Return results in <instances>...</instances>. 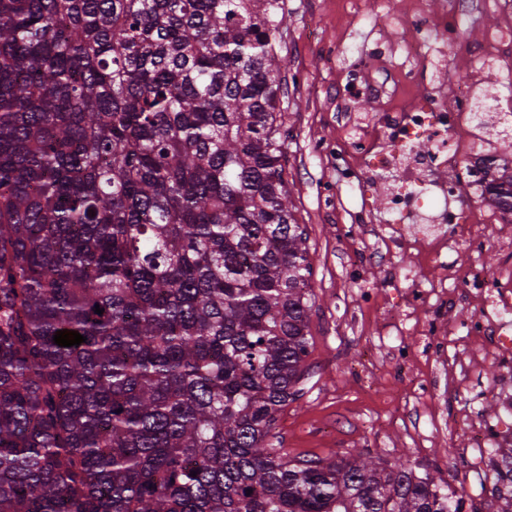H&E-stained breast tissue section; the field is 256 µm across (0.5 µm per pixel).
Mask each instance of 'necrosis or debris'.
<instances>
[{
    "label": "necrosis or debris",
    "mask_w": 512,
    "mask_h": 512,
    "mask_svg": "<svg viewBox=\"0 0 512 512\" xmlns=\"http://www.w3.org/2000/svg\"><path fill=\"white\" fill-rule=\"evenodd\" d=\"M473 8V0H412L403 7L400 0H372L355 14L371 24L383 18H401L411 39L402 47L406 60L389 75H370L365 57L348 65L338 86L339 95L348 101L383 98L390 85L412 87L426 75L430 65L461 59L475 65L494 62L500 70L512 72V16L490 32L480 52L466 51L460 36V21ZM499 90L479 95L472 84L460 85L453 96L428 95L408 100L395 112H377L363 118H342L335 139L323 141L319 151L336 165L335 184H323V210L337 211L340 235H351L355 218L345 216L334 185L357 181L364 163L392 171L406 170L412 179L386 190L384 209L388 216L386 238L395 243L406 236L427 244L423 262L433 269L435 282L428 289H414L407 298L409 307L429 306L435 317L425 322L421 335L430 339L432 354H444L448 332L440 316L459 306L471 313L458 321L456 332L462 337L485 341L487 355L497 361L504 375L512 378V262L488 268L479 259L491 239L512 237V213L495 207L480 182L478 172L488 169L490 177L512 173V156L499 153L484 143L487 133L502 134L512 129V112L502 106ZM426 150H418V143ZM471 189L475 200L463 199ZM419 213L424 227L408 231L404 221L409 213ZM466 249L468 266H460L457 254ZM475 448H497L512 444V423L499 420L487 425L464 414L455 421Z\"/></svg>",
    "instance_id": "1"
}]
</instances>
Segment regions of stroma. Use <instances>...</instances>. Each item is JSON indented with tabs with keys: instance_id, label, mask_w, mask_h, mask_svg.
<instances>
[{
	"instance_id": "obj_1",
	"label": "stroma",
	"mask_w": 512,
	"mask_h": 512,
	"mask_svg": "<svg viewBox=\"0 0 512 512\" xmlns=\"http://www.w3.org/2000/svg\"><path fill=\"white\" fill-rule=\"evenodd\" d=\"M285 12V177L295 218L308 234L316 305L309 322L313 345L305 360L308 375L301 383L302 396L279 414L270 442L288 457L324 460L365 444L370 453L389 462L407 461L439 471L449 486L465 483L463 512H496L492 482L481 471L465 470L472 447L468 436L454 426L456 414L469 408L491 424L499 416L498 407L488 406L484 394L497 368L486 358L483 343L475 338L450 343L447 370L435 369L422 357L425 342L414 328L430 311L407 310L411 284L400 271L414 263L424 245L402 243L388 257H371L360 270L352 268V257L366 242L375 241L386 223L383 187L395 182L394 173H369L359 183L343 187L345 206L366 216L352 239L337 237L336 216L323 212L318 194L323 180L336 177L313 151L317 140L335 135L340 121L336 89L343 64L330 56L329 44L343 40L354 57L375 40L397 46L406 35L394 19L376 29L364 19L349 23L348 0H285ZM365 288L376 294L369 308L355 301ZM399 344L415 354L401 373L391 359ZM429 372L436 373L438 386L436 405L428 413L409 397L407 387L410 377Z\"/></svg>"
}]
</instances>
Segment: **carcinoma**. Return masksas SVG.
Segmentation results:
<instances>
[{"instance_id":"1","label":"carcinoma","mask_w":512,"mask_h":512,"mask_svg":"<svg viewBox=\"0 0 512 512\" xmlns=\"http://www.w3.org/2000/svg\"><path fill=\"white\" fill-rule=\"evenodd\" d=\"M285 19L284 0H0V512H461L427 469L267 443L316 304ZM489 470L512 512V447Z\"/></svg>"}]
</instances>
